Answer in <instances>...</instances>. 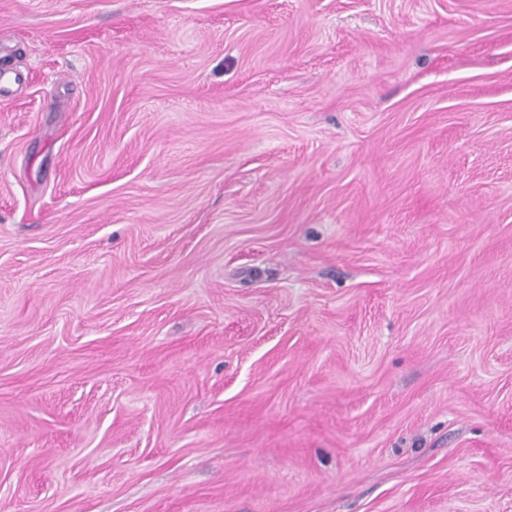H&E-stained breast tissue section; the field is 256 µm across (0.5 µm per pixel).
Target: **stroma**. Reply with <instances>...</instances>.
<instances>
[{
    "mask_svg": "<svg viewBox=\"0 0 512 512\" xmlns=\"http://www.w3.org/2000/svg\"><path fill=\"white\" fill-rule=\"evenodd\" d=\"M0 512H512V0H0Z\"/></svg>",
    "mask_w": 512,
    "mask_h": 512,
    "instance_id": "1",
    "label": "stroma"
}]
</instances>
